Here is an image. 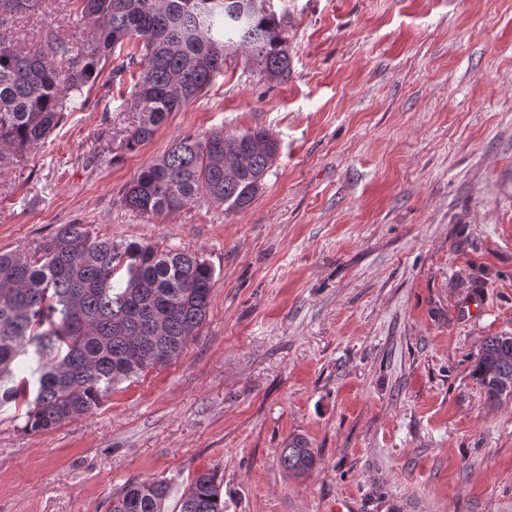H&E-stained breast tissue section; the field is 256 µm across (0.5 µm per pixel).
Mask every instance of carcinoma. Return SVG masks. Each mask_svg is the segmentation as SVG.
<instances>
[{"label":"carcinoma","mask_w":512,"mask_h":512,"mask_svg":"<svg viewBox=\"0 0 512 512\" xmlns=\"http://www.w3.org/2000/svg\"><path fill=\"white\" fill-rule=\"evenodd\" d=\"M38 2L0 0V142L18 149L43 142L126 42L140 47L143 64L142 116L127 138L130 149L224 72L229 49L247 53L270 82L288 75V46L275 15L237 11L245 0H81L93 29L76 54L55 28L32 49L8 39L13 16ZM278 150L263 128L180 136L126 184L124 204L157 217L203 196L241 211ZM213 277L212 266L189 250L123 246L92 235L85 224L60 225L30 254L0 253V407H26L25 428L33 432L92 413L115 385L178 358L206 320ZM472 376L487 403L512 397L511 335L484 340ZM279 459L284 470L303 476L318 453L294 436ZM172 490L167 480L134 478L112 497L110 512H165ZM176 507L224 512L217 474L197 475Z\"/></svg>","instance_id":"cac0c4a2"}]
</instances>
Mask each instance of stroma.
Wrapping results in <instances>:
<instances>
[{"label":"stroma","instance_id":"stroma-1","mask_svg":"<svg viewBox=\"0 0 512 512\" xmlns=\"http://www.w3.org/2000/svg\"><path fill=\"white\" fill-rule=\"evenodd\" d=\"M290 68L242 51L126 147L140 65L115 53L44 143L0 162V252L62 224L186 248L214 269L182 354L92 414L29 432L0 408V512H109L128 479L217 472L224 512H512V398L470 375L512 335V0H267ZM86 35L77 0L17 14ZM124 66L121 78L112 69ZM262 127L279 152L252 203L170 216L124 186L186 134ZM320 454L286 472L293 435Z\"/></svg>","mask_w":512,"mask_h":512}]
</instances>
